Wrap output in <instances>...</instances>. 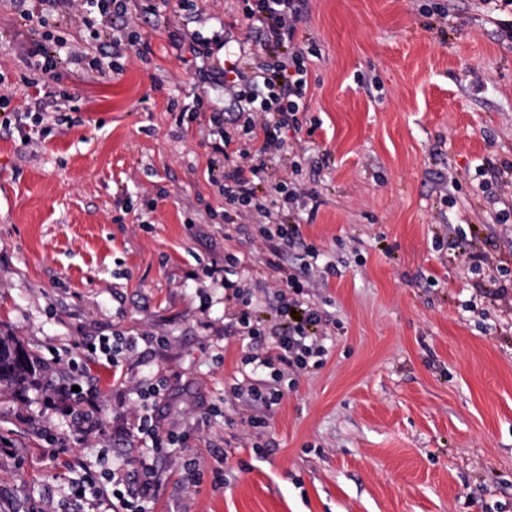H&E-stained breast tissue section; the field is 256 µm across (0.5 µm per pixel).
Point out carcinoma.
<instances>
[{"label": "carcinoma", "mask_w": 512, "mask_h": 512, "mask_svg": "<svg viewBox=\"0 0 512 512\" xmlns=\"http://www.w3.org/2000/svg\"><path fill=\"white\" fill-rule=\"evenodd\" d=\"M48 377L37 355L15 337L0 332V391L40 389Z\"/></svg>", "instance_id": "carcinoma-1"}]
</instances>
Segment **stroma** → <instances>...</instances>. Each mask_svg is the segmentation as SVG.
<instances>
[{
  "instance_id": "stroma-1",
  "label": "stroma",
  "mask_w": 512,
  "mask_h": 512,
  "mask_svg": "<svg viewBox=\"0 0 512 512\" xmlns=\"http://www.w3.org/2000/svg\"><path fill=\"white\" fill-rule=\"evenodd\" d=\"M134 0L145 57L118 75L79 66L47 89L67 120L0 129V329L37 353L55 384L74 370L99 391L100 428H77L69 401L0 394V512L60 498L81 463L136 462L137 387L166 381L163 425L187 434L181 463H160L156 512H512V309L485 295L484 254L512 261V38L484 0H308L299 33L318 47L309 69L313 128L288 132L281 170L316 190L315 218L284 213L302 244L336 265L304 300L332 322L322 365L265 408L236 388L247 350L226 335L235 309L212 261L240 257L256 316L280 324L278 271L255 225L209 219L223 166L205 126L179 120L196 85L166 30ZM230 50L253 48L239 0H201ZM51 31L96 49L86 28L24 24L0 0V94L24 102V44ZM152 335L124 377L78 346ZM254 416L270 423L254 450ZM67 451L45 453L46 435Z\"/></svg>"
}]
</instances>
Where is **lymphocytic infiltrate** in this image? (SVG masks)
I'll use <instances>...</instances> for the list:
<instances>
[{
	"label": "lymphocytic infiltrate",
	"instance_id": "f902f5d3",
	"mask_svg": "<svg viewBox=\"0 0 512 512\" xmlns=\"http://www.w3.org/2000/svg\"><path fill=\"white\" fill-rule=\"evenodd\" d=\"M14 2L24 21L44 22V13L50 9L60 20H73L92 28L95 38L108 41L113 73L122 72V59L132 54L140 57L146 51L138 30L130 23L131 0ZM305 9V0H241L242 19L255 34L260 49L237 55L226 53L223 31L207 36L174 24L168 27L175 50L197 60L195 74L199 81L223 87L233 102L234 112L228 115L223 109L208 106L204 97L197 95L187 110L194 115L208 113L209 145L226 163L224 170L210 174L209 179L240 219L258 225L260 237L269 244L267 263L280 270L279 286L287 292L279 305L283 326L269 330L254 316L252 295L231 278L239 264L236 256L212 262L206 270L209 277L222 278L225 300L238 307L232 333L248 342L242 366L270 374L273 385L261 395L270 406L282 399L278 384L284 375H300L306 371L310 357L325 355L328 336L320 311L300 300L310 280L320 273L315 263L319 250L307 248L310 261L300 274L291 273L281 264L284 252L296 244L299 234L297 226L283 222L284 207L295 204L316 212L318 195L315 190L290 182L273 164L285 149V132L300 129L298 114L305 108L309 88L307 55L296 40ZM26 55L34 70L52 78L66 61L85 63L95 70L101 67L99 59L87 58L80 51L66 52L64 43L48 36L28 46ZM29 85L33 92L26 95L23 106H15L10 96L0 95V127L15 128L22 135L29 124H42L47 113L60 111L59 100L49 99L47 93L39 91L38 79L30 80ZM230 123L239 126L249 140H260L259 149L250 152L233 148V138L226 130ZM160 394V387H152L153 400ZM153 400L146 403L138 426L152 442L147 456L133 469L119 462L98 471L85 469L81 478L69 483L67 498L86 505L87 512H112L116 504L122 512H153L159 482L154 458L178 455L185 442L184 437L164 430L154 413Z\"/></svg>",
	"mask_w": 512,
	"mask_h": 512
}]
</instances>
